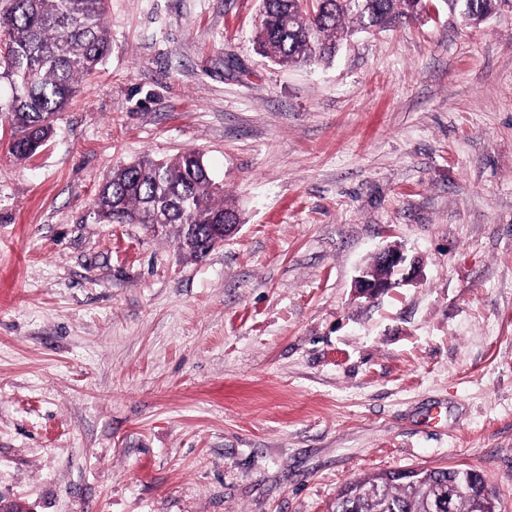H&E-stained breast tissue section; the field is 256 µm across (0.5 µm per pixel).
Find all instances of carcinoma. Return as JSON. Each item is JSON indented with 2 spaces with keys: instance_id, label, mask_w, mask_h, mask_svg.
<instances>
[{
  "instance_id": "1",
  "label": "carcinoma",
  "mask_w": 512,
  "mask_h": 512,
  "mask_svg": "<svg viewBox=\"0 0 512 512\" xmlns=\"http://www.w3.org/2000/svg\"><path fill=\"white\" fill-rule=\"evenodd\" d=\"M450 15L488 17L502 0H444ZM427 0H261L259 51L280 65L331 60L348 36L389 30L426 11ZM109 0H4L0 6V65L11 95L0 102L11 129L10 154L27 160L49 141L59 114L77 96L81 81L103 64L110 47L105 25ZM92 213L104 224H168L178 227L182 249L198 257L188 234L216 241L224 214V190L196 151L122 164L102 183ZM472 480L487 492L486 510L469 484L445 467L422 469L410 480L381 473L347 484L332 512H434L438 491L458 486L452 512H501L499 498L478 470Z\"/></svg>"
}]
</instances>
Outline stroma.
<instances>
[{"mask_svg": "<svg viewBox=\"0 0 512 512\" xmlns=\"http://www.w3.org/2000/svg\"><path fill=\"white\" fill-rule=\"evenodd\" d=\"M259 0H110L47 147L0 119V506L331 512L358 478L485 474L512 512V11L256 46ZM204 154L240 226L99 224L112 169ZM420 284L367 304L381 249Z\"/></svg>", "mask_w": 512, "mask_h": 512, "instance_id": "stroma-1", "label": "stroma"}]
</instances>
